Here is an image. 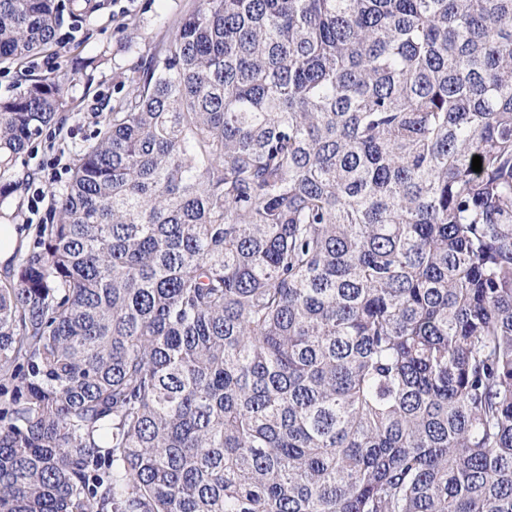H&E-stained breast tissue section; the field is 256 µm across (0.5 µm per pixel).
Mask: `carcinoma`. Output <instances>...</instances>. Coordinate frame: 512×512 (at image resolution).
<instances>
[{
	"mask_svg": "<svg viewBox=\"0 0 512 512\" xmlns=\"http://www.w3.org/2000/svg\"><path fill=\"white\" fill-rule=\"evenodd\" d=\"M124 79L0 283V512H512V0H198Z\"/></svg>",
	"mask_w": 512,
	"mask_h": 512,
	"instance_id": "cac0c4a2",
	"label": "carcinoma"
}]
</instances>
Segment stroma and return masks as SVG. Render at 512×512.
Returning <instances> with one entry per match:
<instances>
[{
  "label": "stroma",
  "mask_w": 512,
  "mask_h": 512,
  "mask_svg": "<svg viewBox=\"0 0 512 512\" xmlns=\"http://www.w3.org/2000/svg\"><path fill=\"white\" fill-rule=\"evenodd\" d=\"M87 14L65 18L64 50L54 48L23 63L0 68V97L23 92L31 78L69 71L70 110L63 128H49L21 154L11 173L0 176V224L16 225L24 247H32L39 224L52 207L53 192L70 180L80 151L90 142L102 114L109 111L124 73L140 57L151 55L169 23L192 9L194 0H96ZM93 59V67L72 70V58ZM30 174L28 184L9 190L15 175ZM46 196L37 208L29 200L38 190Z\"/></svg>",
  "instance_id": "1"
}]
</instances>
